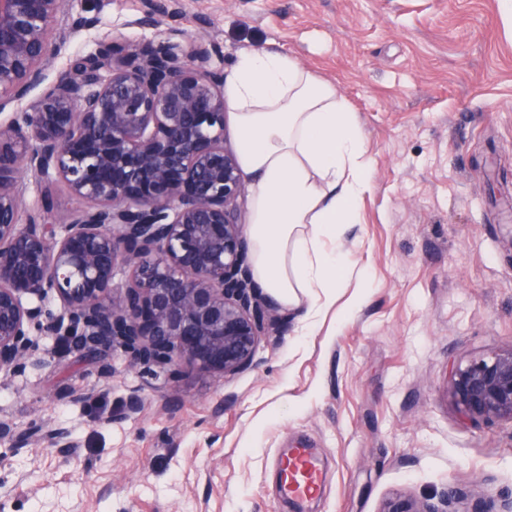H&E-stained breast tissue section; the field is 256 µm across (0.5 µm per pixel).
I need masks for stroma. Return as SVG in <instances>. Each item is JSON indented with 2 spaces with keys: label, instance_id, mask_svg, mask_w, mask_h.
Here are the masks:
<instances>
[{
  "label": "stroma",
  "instance_id": "35a3bbf8",
  "mask_svg": "<svg viewBox=\"0 0 512 512\" xmlns=\"http://www.w3.org/2000/svg\"><path fill=\"white\" fill-rule=\"evenodd\" d=\"M178 23L222 50L288 55L334 85L372 157L360 219L344 239L364 304L329 312L314 335L297 311L263 342L257 367L222 381L189 365L129 367L45 338L43 364L0 378V417L67 427L66 452L0 443V512H299L276 459L313 449L326 467L307 512H379L402 491L456 487L460 512L512 494V423L464 421L453 367L512 349V15L500 0H175ZM99 25L73 35L67 67L108 40L142 42L145 0H65ZM26 211L69 222L56 178L25 179ZM108 377H101L103 368ZM86 392L83 402L70 391ZM141 410L126 415L132 394Z\"/></svg>",
  "mask_w": 512,
  "mask_h": 512
}]
</instances>
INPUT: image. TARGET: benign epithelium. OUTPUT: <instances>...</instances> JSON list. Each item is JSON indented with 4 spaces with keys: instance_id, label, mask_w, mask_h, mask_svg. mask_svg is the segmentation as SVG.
<instances>
[{
    "instance_id": "7a95c632",
    "label": "benign epithelium",
    "mask_w": 512,
    "mask_h": 512,
    "mask_svg": "<svg viewBox=\"0 0 512 512\" xmlns=\"http://www.w3.org/2000/svg\"><path fill=\"white\" fill-rule=\"evenodd\" d=\"M175 15L148 0L145 22ZM96 23L63 0H0V112L18 106L0 123V377L38 367L43 336L233 377L283 316L251 278L247 189L224 147V73L211 68L221 49L170 26L103 41L43 86L67 34ZM52 175L83 206L66 224L22 218L24 178ZM448 395L475 424L512 421V349L457 367ZM41 432L0 418V441L17 450ZM45 432L73 447L69 429ZM459 497L396 493L380 512H458ZM478 512H512V496Z\"/></svg>"
}]
</instances>
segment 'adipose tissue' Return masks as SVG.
I'll use <instances>...</instances> for the list:
<instances>
[{
  "label": "adipose tissue",
  "mask_w": 512,
  "mask_h": 512,
  "mask_svg": "<svg viewBox=\"0 0 512 512\" xmlns=\"http://www.w3.org/2000/svg\"><path fill=\"white\" fill-rule=\"evenodd\" d=\"M224 93L250 179L253 277L312 335L350 270L341 241L370 184L364 134L334 86L279 52L242 51Z\"/></svg>",
  "instance_id": "1"
}]
</instances>
